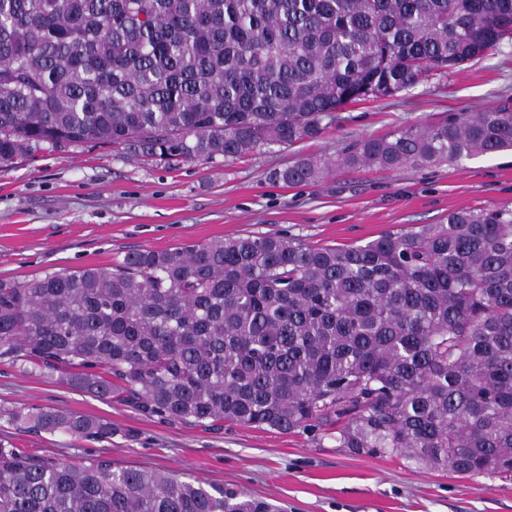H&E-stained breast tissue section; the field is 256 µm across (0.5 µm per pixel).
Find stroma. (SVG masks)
<instances>
[{
    "mask_svg": "<svg viewBox=\"0 0 512 512\" xmlns=\"http://www.w3.org/2000/svg\"><path fill=\"white\" fill-rule=\"evenodd\" d=\"M512 105V46L431 76L396 96L345 108L317 138L171 168L110 145L41 151L0 167V278L109 267L133 249H170L280 233L312 246H350L459 209L512 205V150L457 163L339 170L288 187L271 174L302 156L335 158L365 138L451 113ZM54 407L111 422L97 441L0 420V436L76 463L169 471L281 505L285 512H512V480L426 471L401 457L337 447L327 434L168 422L78 390L64 375L0 359V407Z\"/></svg>",
    "mask_w": 512,
    "mask_h": 512,
    "instance_id": "stroma-1",
    "label": "stroma"
}]
</instances>
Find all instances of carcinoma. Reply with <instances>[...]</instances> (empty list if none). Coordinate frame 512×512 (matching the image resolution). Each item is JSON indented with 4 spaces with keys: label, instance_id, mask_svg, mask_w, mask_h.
Returning a JSON list of instances; mask_svg holds the SVG:
<instances>
[{
    "label": "carcinoma",
    "instance_id": "cac0c4a2",
    "mask_svg": "<svg viewBox=\"0 0 512 512\" xmlns=\"http://www.w3.org/2000/svg\"><path fill=\"white\" fill-rule=\"evenodd\" d=\"M512 43V0H0V165L117 146L230 163L313 139L344 108ZM512 149V108L366 138L337 167L397 170ZM0 357L202 427L336 430V447L512 477V207L363 245L283 235L137 249L110 268L0 279ZM80 439L60 409L0 420ZM0 512H281L161 470L73 465L0 439Z\"/></svg>",
    "mask_w": 512,
    "mask_h": 512
}]
</instances>
